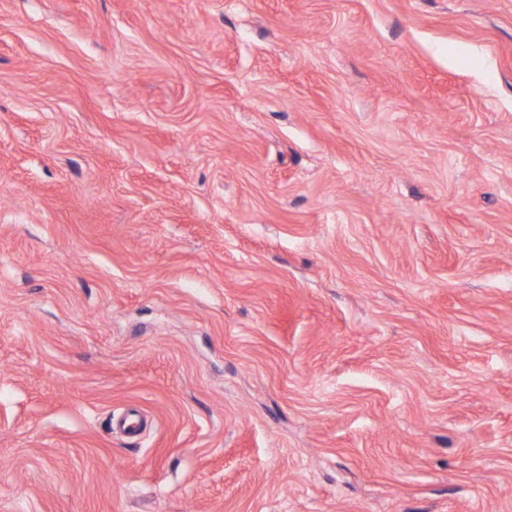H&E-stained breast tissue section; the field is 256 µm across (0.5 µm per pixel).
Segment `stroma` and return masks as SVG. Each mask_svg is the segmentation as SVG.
Returning a JSON list of instances; mask_svg holds the SVG:
<instances>
[{
	"instance_id": "1",
	"label": "stroma",
	"mask_w": 512,
	"mask_h": 512,
	"mask_svg": "<svg viewBox=\"0 0 512 512\" xmlns=\"http://www.w3.org/2000/svg\"><path fill=\"white\" fill-rule=\"evenodd\" d=\"M0 512H512V0H0Z\"/></svg>"
}]
</instances>
